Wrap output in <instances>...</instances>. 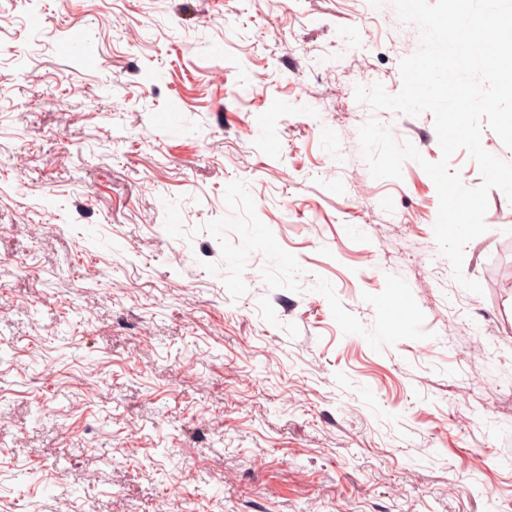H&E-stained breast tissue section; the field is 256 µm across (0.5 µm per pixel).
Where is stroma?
<instances>
[{
    "label": "stroma",
    "instance_id": "stroma-1",
    "mask_svg": "<svg viewBox=\"0 0 512 512\" xmlns=\"http://www.w3.org/2000/svg\"><path fill=\"white\" fill-rule=\"evenodd\" d=\"M0 512H512V201L454 279L391 0H0ZM331 111H323V104Z\"/></svg>",
    "mask_w": 512,
    "mask_h": 512
}]
</instances>
